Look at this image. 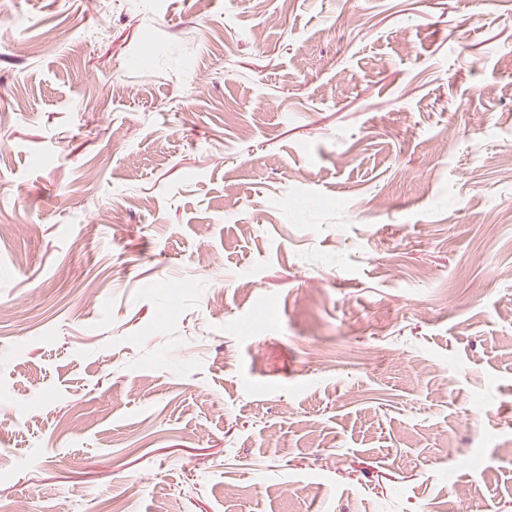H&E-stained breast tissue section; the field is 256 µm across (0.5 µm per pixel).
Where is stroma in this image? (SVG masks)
<instances>
[{"instance_id": "35a3bbf8", "label": "stroma", "mask_w": 512, "mask_h": 512, "mask_svg": "<svg viewBox=\"0 0 512 512\" xmlns=\"http://www.w3.org/2000/svg\"><path fill=\"white\" fill-rule=\"evenodd\" d=\"M2 112L0 512H512V0H0Z\"/></svg>"}]
</instances>
